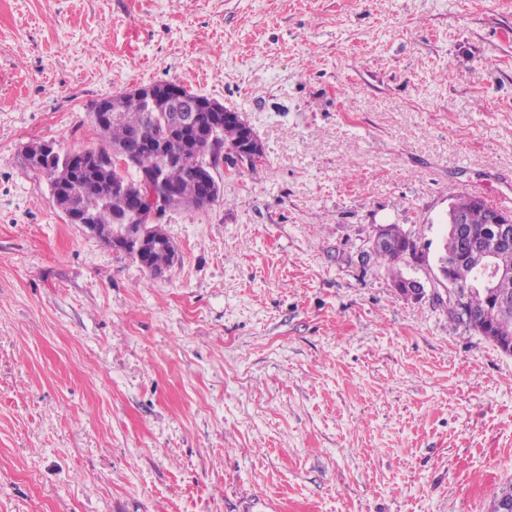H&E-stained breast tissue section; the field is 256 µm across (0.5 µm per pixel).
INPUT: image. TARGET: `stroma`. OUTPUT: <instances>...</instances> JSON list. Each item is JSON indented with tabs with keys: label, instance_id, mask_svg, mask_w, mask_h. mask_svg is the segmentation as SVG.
I'll return each instance as SVG.
<instances>
[{
	"label": "stroma",
	"instance_id": "obj_1",
	"mask_svg": "<svg viewBox=\"0 0 512 512\" xmlns=\"http://www.w3.org/2000/svg\"><path fill=\"white\" fill-rule=\"evenodd\" d=\"M173 82L252 127L154 279L23 147ZM512 193V0H0V512H489L512 355L432 295L453 196ZM417 246L402 296L366 252ZM386 227H380L374 239L370 242L369 251L372 253L376 249L382 248L388 244L386 235ZM387 234L390 237L392 244L385 248L383 251L372 253L374 260L378 263L387 264L393 275L394 283L396 286L405 283L407 278L403 276L399 264L405 260L407 254H415V244L410 238L403 232L399 225L391 224L387 227ZM370 257V259H371ZM402 289L407 297H418L424 292L423 285L417 280H407V288H398L399 292ZM407 289V290H405Z\"/></svg>",
	"mask_w": 512,
	"mask_h": 512
}]
</instances>
